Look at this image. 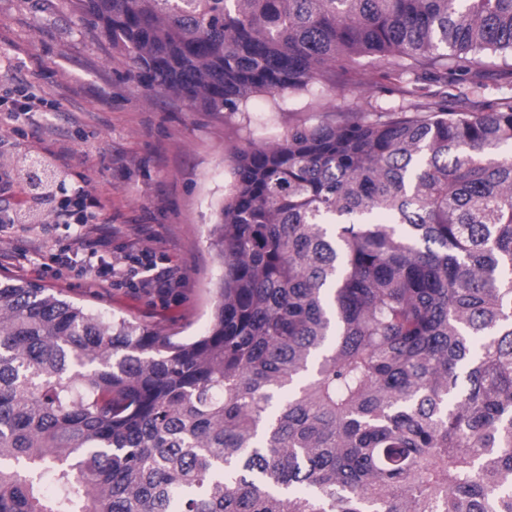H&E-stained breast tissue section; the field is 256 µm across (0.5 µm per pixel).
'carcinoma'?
<instances>
[{
	"label": "carcinoma",
	"instance_id": "carcinoma-1",
	"mask_svg": "<svg viewBox=\"0 0 512 512\" xmlns=\"http://www.w3.org/2000/svg\"><path fill=\"white\" fill-rule=\"evenodd\" d=\"M72 4L193 112L402 103L231 152L201 336L0 278V512H512V0Z\"/></svg>",
	"mask_w": 512,
	"mask_h": 512
}]
</instances>
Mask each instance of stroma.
Masks as SVG:
<instances>
[{
  "instance_id": "1",
  "label": "stroma",
  "mask_w": 512,
  "mask_h": 512,
  "mask_svg": "<svg viewBox=\"0 0 512 512\" xmlns=\"http://www.w3.org/2000/svg\"><path fill=\"white\" fill-rule=\"evenodd\" d=\"M0 73L1 98L28 85L47 100L34 124L16 133L0 128V176L19 158L63 155L67 188L57 202L72 200L77 184L108 202L91 232L105 242V261L127 263L150 247L158 265L174 267L175 280L162 293L138 280L111 286L43 271L68 234L48 214L0 236V276L165 334H204L222 273L210 228L232 180L228 148L285 131L297 113L269 111L260 100L245 121L148 93L124 55L91 37L70 0H0Z\"/></svg>"
}]
</instances>
